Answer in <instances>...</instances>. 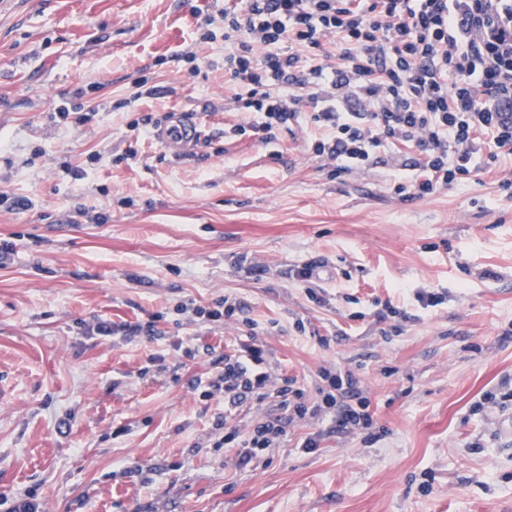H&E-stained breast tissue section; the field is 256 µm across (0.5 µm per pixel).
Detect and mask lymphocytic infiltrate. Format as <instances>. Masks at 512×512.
<instances>
[{
  "label": "lymphocytic infiltrate",
  "instance_id": "f902f5d3",
  "mask_svg": "<svg viewBox=\"0 0 512 512\" xmlns=\"http://www.w3.org/2000/svg\"><path fill=\"white\" fill-rule=\"evenodd\" d=\"M219 20L224 73L237 87L228 107L254 115L230 133L268 143L313 125V154L340 173L377 164L388 143L414 144L420 158L392 161L412 173L395 186L402 196L436 194L471 175L476 158L489 166L498 149L512 150V0H245ZM332 35L345 45L341 66L304 67ZM321 379L317 401L305 404L251 331L225 354L222 372L192 388L223 397L213 445L233 448L245 469L280 447L294 423L329 414L340 432L371 424L353 372L325 369ZM246 405L262 415L237 424Z\"/></svg>",
  "mask_w": 512,
  "mask_h": 512
}]
</instances>
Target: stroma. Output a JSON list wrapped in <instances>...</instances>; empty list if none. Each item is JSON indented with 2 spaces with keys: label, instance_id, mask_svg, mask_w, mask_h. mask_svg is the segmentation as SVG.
Here are the masks:
<instances>
[{
  "label": "stroma",
  "instance_id": "stroma-1",
  "mask_svg": "<svg viewBox=\"0 0 512 512\" xmlns=\"http://www.w3.org/2000/svg\"><path fill=\"white\" fill-rule=\"evenodd\" d=\"M242 4L0 10V193L33 203L0 210L12 248L0 262V512L27 492L44 512H512V199L499 189L512 155L404 199L387 160L418 156L410 144L336 176L307 149L313 126L269 144L225 135L245 116L224 108V42L195 32ZM141 81L148 92L132 100ZM74 100L88 121L55 118ZM171 109L203 114L212 136L179 160L129 128ZM309 263L329 271L324 303L290 276ZM422 289L442 304L422 309ZM226 295L243 305L236 322L179 313ZM388 305L404 317L379 319ZM99 318L154 334L105 340L86 330ZM250 320L279 323L263 341L306 399L322 369H352L371 426L300 421L265 464L236 469L212 445L222 399L188 382L221 372ZM184 346L196 350L187 365ZM491 393L506 409L488 406ZM311 433L322 440L308 452Z\"/></svg>",
  "mask_w": 512,
  "mask_h": 512
}]
</instances>
